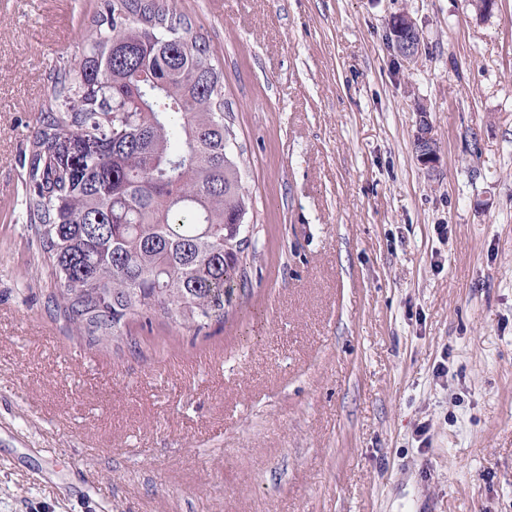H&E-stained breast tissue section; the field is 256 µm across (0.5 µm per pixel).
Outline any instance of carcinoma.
I'll list each match as a JSON object with an SVG mask.
<instances>
[{"mask_svg":"<svg viewBox=\"0 0 512 512\" xmlns=\"http://www.w3.org/2000/svg\"><path fill=\"white\" fill-rule=\"evenodd\" d=\"M30 142L26 206L57 310L98 344L173 319L224 322L248 283L251 201L224 123V75L174 0H103ZM89 147L71 161L66 142Z\"/></svg>","mask_w":512,"mask_h":512,"instance_id":"cac0c4a2","label":"carcinoma"}]
</instances>
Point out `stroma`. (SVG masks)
I'll use <instances>...</instances> for the list:
<instances>
[{"instance_id": "35a3bbf8", "label": "stroma", "mask_w": 512, "mask_h": 512, "mask_svg": "<svg viewBox=\"0 0 512 512\" xmlns=\"http://www.w3.org/2000/svg\"><path fill=\"white\" fill-rule=\"evenodd\" d=\"M101 2L0 0V512H512V0H175L224 70L255 257L227 323L133 347L54 312L26 208ZM395 18L396 16L391 18L388 24L390 32H393L395 24V31L398 32L391 35L392 42L395 43V49L400 57L406 61H412L417 56L421 46L420 31L410 17L406 18V23L395 21ZM394 34L400 36L397 38ZM391 36L389 34L390 42ZM420 113L425 114H420V119L413 136L414 147L417 159L421 165L432 169L437 166L440 160L437 140L427 112L422 110Z\"/></svg>"}]
</instances>
